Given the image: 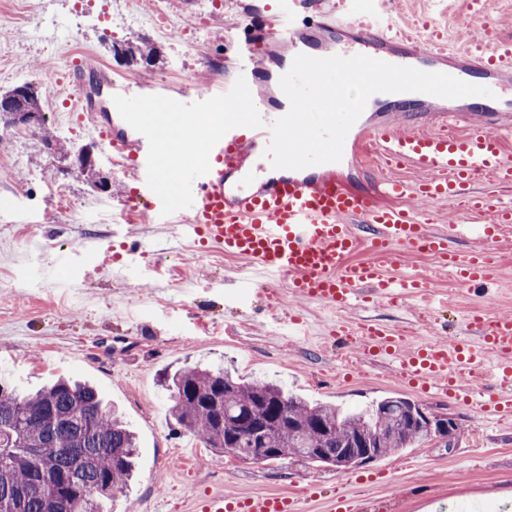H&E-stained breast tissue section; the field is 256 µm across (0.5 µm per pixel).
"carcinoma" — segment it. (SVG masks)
Segmentation results:
<instances>
[{
  "label": "carcinoma",
  "mask_w": 512,
  "mask_h": 512,
  "mask_svg": "<svg viewBox=\"0 0 512 512\" xmlns=\"http://www.w3.org/2000/svg\"><path fill=\"white\" fill-rule=\"evenodd\" d=\"M166 389L178 426L213 453L242 462L277 460L273 448L323 466L352 459L386 426L387 410L403 428L387 429L384 441L372 444L375 458L422 440L411 420L415 402L399 396L344 411L221 367L177 371ZM252 430L263 432L264 450L250 455ZM136 456V436L95 387L59 379L21 396L0 376V512H103L132 480Z\"/></svg>",
  "instance_id": "carcinoma-1"
}]
</instances>
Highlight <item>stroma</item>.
<instances>
[{
  "label": "stroma",
  "instance_id": "1",
  "mask_svg": "<svg viewBox=\"0 0 512 512\" xmlns=\"http://www.w3.org/2000/svg\"><path fill=\"white\" fill-rule=\"evenodd\" d=\"M221 2L216 9L211 0H127L114 8L110 0H87L79 10L74 0H0V92L33 85L47 127L75 146H93L99 171L112 182L103 193L62 174L60 160L39 150V129L0 122V372L22 391L59 375L81 379L123 411L139 441L138 477L104 512H199L216 493L287 495L302 512H329L342 496L354 500L357 512H512V420L490 419L479 406L493 391L495 356L487 357L484 378L472 382L476 400L467 405L407 385L389 359L364 350L357 334L376 322L413 348L465 337L471 311L490 321L512 314V228L498 243L491 298L461 286L435 257L404 251L384 263L383 275L429 278L433 296L336 311L291 295L277 278L272 289L279 302L266 309L245 278L244 259L184 237L174 224L121 216L134 183L113 168L97 135L57 117L56 106L78 88V69L84 77L78 89L100 111L121 109L108 85L114 79L127 85V100L157 97L167 112L179 113L181 95L231 69L225 33L243 16L261 62L250 105L267 108L277 92L270 71L288 49L274 34L279 0ZM469 2L398 0L393 19L445 29L452 49L489 21L512 38V0H482L478 14ZM36 3L52 18V42L35 35L26 7ZM165 11L187 34L181 44L162 38L156 26ZM137 33L150 38L156 56L130 64L114 55L113 46ZM48 183L67 189L54 199L49 219L41 196ZM403 205L426 213L437 232L480 222L449 200L411 197ZM132 244L138 252L125 277H82L83 247L96 246L97 261L108 262ZM292 313L307 320L311 337H293ZM339 321L349 339L332 336ZM194 364L230 367L346 409L401 396L455 418L457 435L347 471L290 457L227 459L167 417L161 375Z\"/></svg>",
  "mask_w": 512,
  "mask_h": 512
}]
</instances>
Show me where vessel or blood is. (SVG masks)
<instances>
[{
    "label": "vessel or blood",
    "instance_id": "1",
    "mask_svg": "<svg viewBox=\"0 0 512 512\" xmlns=\"http://www.w3.org/2000/svg\"><path fill=\"white\" fill-rule=\"evenodd\" d=\"M393 0H376L361 11L358 0L336 9L333 0H320L315 14L319 29L331 33L351 30L348 45L337 46L392 64L424 67L461 80L478 77L480 85L496 90V97L444 99L423 93L374 94L372 102L403 116L408 131L381 121L362 127L346 138L344 154L360 158L371 147L379 167L411 166L423 174L407 184L375 177L367 189L353 187L326 163L288 176L270 171L264 152L271 141L269 125L284 115V108L255 112L249 106L255 74L252 53L242 54L234 73L224 82L211 83L196 93L166 137H158L143 110L153 101H141L140 111L125 113L123 128H115L109 114L88 110L92 129L105 142L112 162L129 172L138 186L140 205L151 215L165 218L170 205L161 182L175 172L182 189L183 229L225 255L248 260L258 283L276 275L287 278L292 294L341 310L368 302L374 294L391 300L410 293L426 296L429 279L385 277L381 260L397 250L438 256L466 286H484L497 276V259L490 240L512 225V206L501 203L496 188L512 186V160L505 142L512 132V99L500 97L512 88V40L502 37L495 24H484L469 47L446 51L440 32L428 36L381 24ZM297 0H281L275 18L280 40L296 43ZM223 111H216V104ZM490 188L474 191L481 179ZM425 200L458 199L468 215L484 217L478 231L487 244L476 250L450 249L449 236L429 230L425 217L412 209L393 206L405 195ZM370 259H359L360 251ZM468 335L452 343L433 341L404 350L387 328L365 324L360 328L369 352L389 357L402 380L425 390L459 400H470L466 375L484 366L487 354L499 359L495 390L483 407L496 419L512 417V315L486 321L470 313ZM202 512H300L289 496L240 499L216 494Z\"/></svg>",
    "mask_w": 512,
    "mask_h": 512
}]
</instances>
